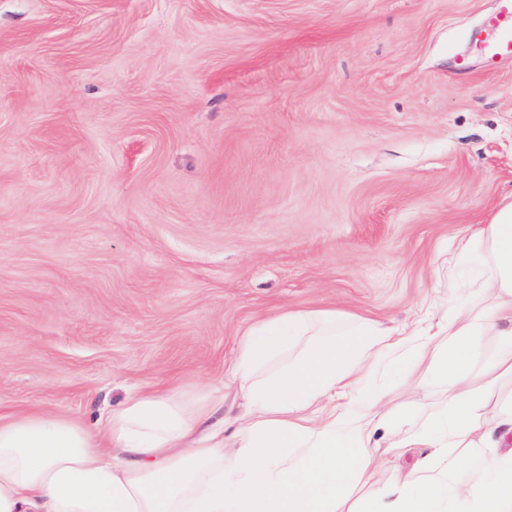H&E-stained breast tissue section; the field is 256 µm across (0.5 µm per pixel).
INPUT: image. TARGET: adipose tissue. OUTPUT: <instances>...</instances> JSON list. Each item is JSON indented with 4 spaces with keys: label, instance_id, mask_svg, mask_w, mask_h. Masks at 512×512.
Returning a JSON list of instances; mask_svg holds the SVG:
<instances>
[{
    "label": "adipose tissue",
    "instance_id": "adipose-tissue-1",
    "mask_svg": "<svg viewBox=\"0 0 512 512\" xmlns=\"http://www.w3.org/2000/svg\"><path fill=\"white\" fill-rule=\"evenodd\" d=\"M457 250L479 259L473 299L426 325L325 308L249 326L234 422L218 385L129 396L96 433L64 415L0 420V512H512V450L467 473L475 448L512 433V201ZM392 366L414 393L397 412L377 382ZM398 427L401 447L426 451L406 468L374 453ZM381 468L390 478L370 485Z\"/></svg>",
    "mask_w": 512,
    "mask_h": 512
}]
</instances>
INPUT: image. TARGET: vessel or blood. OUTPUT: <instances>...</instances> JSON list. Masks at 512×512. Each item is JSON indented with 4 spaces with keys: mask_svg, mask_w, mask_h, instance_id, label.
<instances>
[{
    "mask_svg": "<svg viewBox=\"0 0 512 512\" xmlns=\"http://www.w3.org/2000/svg\"><path fill=\"white\" fill-rule=\"evenodd\" d=\"M474 47L486 72L512 65V0H496L475 34Z\"/></svg>",
    "mask_w": 512,
    "mask_h": 512,
    "instance_id": "b4317fda",
    "label": "vessel or blood"
}]
</instances>
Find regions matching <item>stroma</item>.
Here are the masks:
<instances>
[{
    "instance_id": "1",
    "label": "stroma",
    "mask_w": 512,
    "mask_h": 512,
    "mask_svg": "<svg viewBox=\"0 0 512 512\" xmlns=\"http://www.w3.org/2000/svg\"><path fill=\"white\" fill-rule=\"evenodd\" d=\"M494 0H0V416L203 390L245 328L446 296L512 200ZM476 55L487 73L512 65V1L497 0L474 37Z\"/></svg>"
}]
</instances>
